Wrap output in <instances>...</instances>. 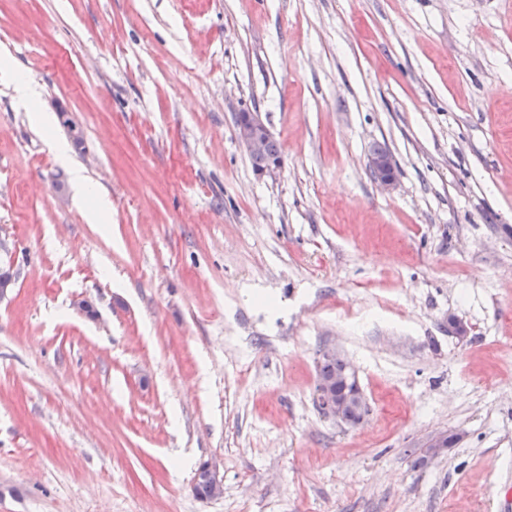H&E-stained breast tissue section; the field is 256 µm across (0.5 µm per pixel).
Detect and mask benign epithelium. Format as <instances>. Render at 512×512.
I'll list each match as a JSON object with an SVG mask.
<instances>
[{
	"label": "benign epithelium",
	"instance_id": "benign-epithelium-1",
	"mask_svg": "<svg viewBox=\"0 0 512 512\" xmlns=\"http://www.w3.org/2000/svg\"><path fill=\"white\" fill-rule=\"evenodd\" d=\"M236 134L247 153L257 154L263 151L269 129L257 114L247 113L236 120ZM369 171L377 185L390 191L395 188L397 174L394 163L387 155H374L369 159ZM322 354L336 357L341 362V371L332 379L319 378L316 382V403L327 416L336 422L358 427L363 424L368 414V403L358 383L356 370L351 361L337 348L327 347ZM194 479L209 481L215 495L223 494L224 484L216 465L209 460L200 462L194 471Z\"/></svg>",
	"mask_w": 512,
	"mask_h": 512
}]
</instances>
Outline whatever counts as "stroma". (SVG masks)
I'll return each instance as SVG.
<instances>
[{"label": "stroma", "instance_id": "obj_1", "mask_svg": "<svg viewBox=\"0 0 512 512\" xmlns=\"http://www.w3.org/2000/svg\"><path fill=\"white\" fill-rule=\"evenodd\" d=\"M1 53L112 221L0 76V512H502L512 0H0ZM327 346L361 428L317 407ZM14 98L24 107L35 109V118L37 123L45 128L53 126V116L49 112H43L39 109L41 99V88L32 79L19 76L12 82ZM236 134L248 155L255 154L250 156L255 172L263 170L271 159L280 156V148L276 139L270 135L269 129L257 114L248 112L246 117H237ZM369 171L380 188L386 191L395 188L397 183L396 168L389 155L371 156ZM72 185L74 204L85 211L87 221L91 224H108L112 218L111 202L90 189L89 182L80 170L72 171ZM193 479H200L192 485V492L197 499L205 501L214 498L210 483L213 486L216 497L223 494V479L220 477L216 465L212 464L210 460H204L198 464L194 471Z\"/></svg>", "mask_w": 512, "mask_h": 512}]
</instances>
